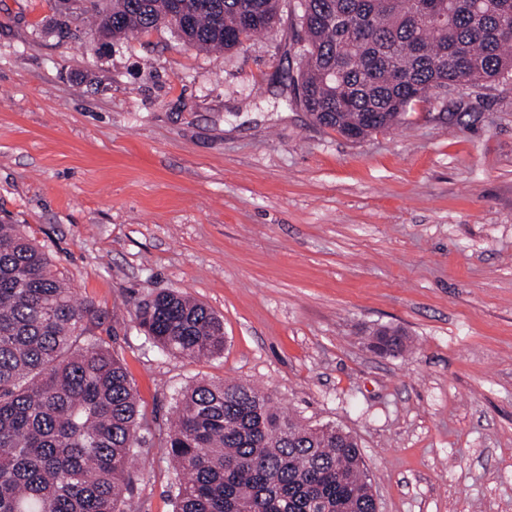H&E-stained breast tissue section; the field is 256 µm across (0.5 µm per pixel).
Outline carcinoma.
I'll list each match as a JSON object with an SVG mask.
<instances>
[{
	"label": "carcinoma",
	"mask_w": 512,
	"mask_h": 512,
	"mask_svg": "<svg viewBox=\"0 0 512 512\" xmlns=\"http://www.w3.org/2000/svg\"><path fill=\"white\" fill-rule=\"evenodd\" d=\"M296 0L304 33L299 101L320 125L368 136L466 79H512V0ZM106 39L176 28L198 49L231 50L271 31L279 0H112ZM135 317L182 358L224 351V322L163 291ZM97 311L49 256L0 224V512H127L146 417L126 368L96 338ZM165 447L175 512H376L357 442L306 428L243 384L200 382L175 405Z\"/></svg>",
	"instance_id": "obj_1"
}]
</instances>
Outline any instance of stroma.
<instances>
[{
  "mask_svg": "<svg viewBox=\"0 0 512 512\" xmlns=\"http://www.w3.org/2000/svg\"><path fill=\"white\" fill-rule=\"evenodd\" d=\"M86 5L0 0V223L133 380L129 512H173L163 439L202 379L352 435L379 512H512V79L352 141L299 102L287 0L230 51L169 26L99 49ZM161 291L223 318V353L152 347L135 308ZM380 326L410 352L372 351Z\"/></svg>",
  "mask_w": 512,
  "mask_h": 512,
  "instance_id": "obj_1",
  "label": "stroma"
}]
</instances>
